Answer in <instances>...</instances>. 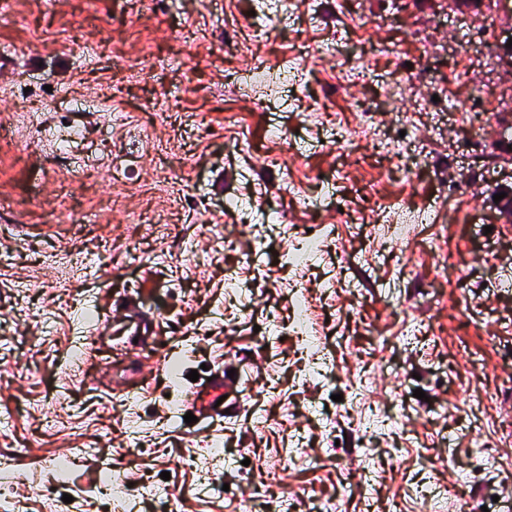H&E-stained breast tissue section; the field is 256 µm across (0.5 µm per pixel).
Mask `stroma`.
I'll return each instance as SVG.
<instances>
[{"mask_svg": "<svg viewBox=\"0 0 512 512\" xmlns=\"http://www.w3.org/2000/svg\"><path fill=\"white\" fill-rule=\"evenodd\" d=\"M511 39L512 0H0V512H512Z\"/></svg>", "mask_w": 512, "mask_h": 512, "instance_id": "1", "label": "stroma"}]
</instances>
